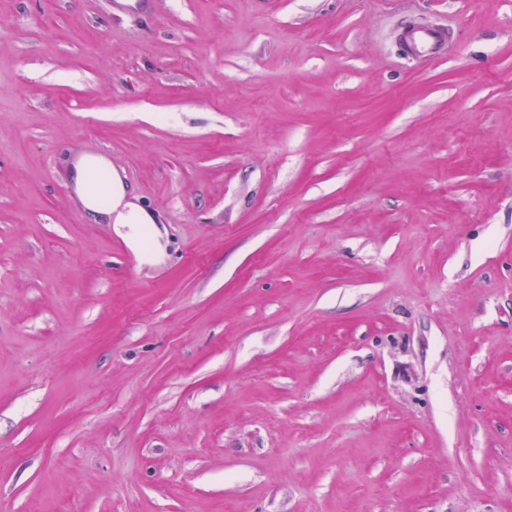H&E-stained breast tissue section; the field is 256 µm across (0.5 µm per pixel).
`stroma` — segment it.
<instances>
[{
	"mask_svg": "<svg viewBox=\"0 0 512 512\" xmlns=\"http://www.w3.org/2000/svg\"><path fill=\"white\" fill-rule=\"evenodd\" d=\"M0 512H512V0H0ZM445 39V34L441 31H436L428 28L419 29L414 32L413 40L416 46L425 52H421L422 57L429 60L438 57L437 52H431L435 49L436 45L441 44ZM89 161L96 167L108 171L107 186L103 192H97L90 188L86 169ZM75 176L73 178L74 191L87 211L97 222L114 224L115 228H129L126 236L134 248L139 244V234L142 226L154 224L151 213L142 205L134 201L127 192L123 179L112 171L109 160L102 156L90 159L81 157L73 165Z\"/></svg>",
	"mask_w": 512,
	"mask_h": 512,
	"instance_id": "obj_1",
	"label": "stroma"
}]
</instances>
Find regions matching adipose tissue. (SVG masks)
Segmentation results:
<instances>
[{"label": "adipose tissue", "mask_w": 512, "mask_h": 512, "mask_svg": "<svg viewBox=\"0 0 512 512\" xmlns=\"http://www.w3.org/2000/svg\"><path fill=\"white\" fill-rule=\"evenodd\" d=\"M91 164L108 173L107 185L103 191H95L89 186L86 169ZM73 168L74 191L93 218L127 229L131 243H138L141 227L153 223L154 218L129 195L121 176L112 171L110 161L101 156L90 159L82 157L76 160Z\"/></svg>", "instance_id": "adipose-tissue-1"}]
</instances>
